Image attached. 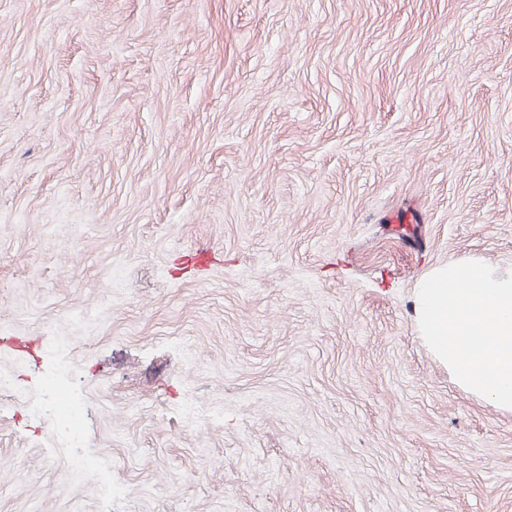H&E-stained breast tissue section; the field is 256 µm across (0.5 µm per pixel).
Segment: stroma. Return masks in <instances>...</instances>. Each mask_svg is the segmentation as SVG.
I'll return each mask as SVG.
<instances>
[{
    "mask_svg": "<svg viewBox=\"0 0 512 512\" xmlns=\"http://www.w3.org/2000/svg\"><path fill=\"white\" fill-rule=\"evenodd\" d=\"M465 257L512 269V0H0V512H512L413 315Z\"/></svg>",
    "mask_w": 512,
    "mask_h": 512,
    "instance_id": "stroma-1",
    "label": "stroma"
}]
</instances>
